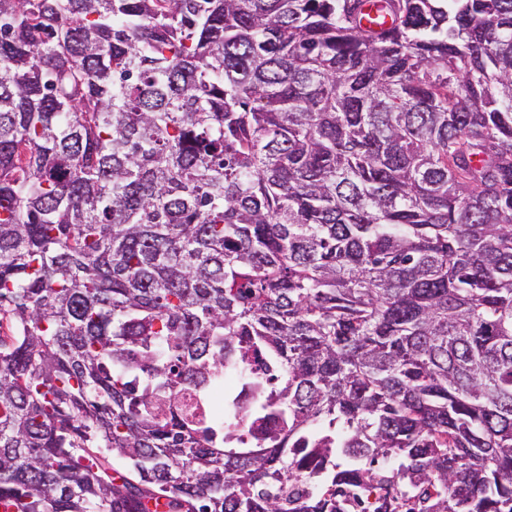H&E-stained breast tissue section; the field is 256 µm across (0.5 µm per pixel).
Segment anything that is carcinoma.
Instances as JSON below:
<instances>
[{"instance_id":"obj_1","label":"carcinoma","mask_w":512,"mask_h":512,"mask_svg":"<svg viewBox=\"0 0 512 512\" xmlns=\"http://www.w3.org/2000/svg\"><path fill=\"white\" fill-rule=\"evenodd\" d=\"M366 5L0 0V512H512V0Z\"/></svg>"}]
</instances>
